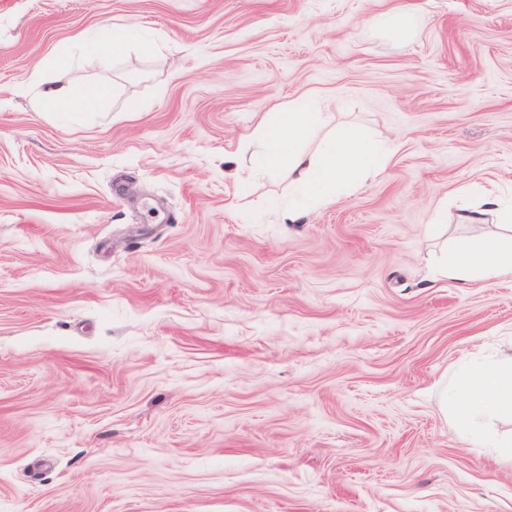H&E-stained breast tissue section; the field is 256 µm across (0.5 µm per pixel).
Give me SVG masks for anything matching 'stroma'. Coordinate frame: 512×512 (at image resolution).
Wrapping results in <instances>:
<instances>
[{
	"instance_id": "35a3bbf8",
	"label": "stroma",
	"mask_w": 512,
	"mask_h": 512,
	"mask_svg": "<svg viewBox=\"0 0 512 512\" xmlns=\"http://www.w3.org/2000/svg\"><path fill=\"white\" fill-rule=\"evenodd\" d=\"M69 54L107 96L34 110ZM303 102L389 152L291 224ZM469 186L512 199V0H0V512H512L440 404L512 354V280L444 273L503 232ZM127 31L112 27L103 28L95 32L93 37L94 50L102 56L115 54L127 41Z\"/></svg>"
}]
</instances>
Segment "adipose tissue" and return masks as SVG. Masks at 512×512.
Returning a JSON list of instances; mask_svg holds the SVG:
<instances>
[{"label":"adipose tissue","instance_id":"1","mask_svg":"<svg viewBox=\"0 0 512 512\" xmlns=\"http://www.w3.org/2000/svg\"><path fill=\"white\" fill-rule=\"evenodd\" d=\"M59 70L69 73L65 82L36 76L32 80L37 107L46 106L67 112H88L105 97L107 90L76 78L77 59L66 57L58 61ZM313 112H284L278 119L261 127L258 136L263 156L276 166L286 168L305 206L288 211L290 222L303 218L306 205L329 201V189L350 175L366 178L383 165V144L356 128L336 131L329 147L316 155L300 149L301 139L315 122ZM448 276L458 282H468L478 276L512 279V246L488 239L475 244L468 240L456 243L448 259ZM464 397L452 400L455 426L460 435L477 448H498L504 454L512 453V441L489 432V419L512 416V355L494 363L472 365L465 378Z\"/></svg>","mask_w":512,"mask_h":512}]
</instances>
